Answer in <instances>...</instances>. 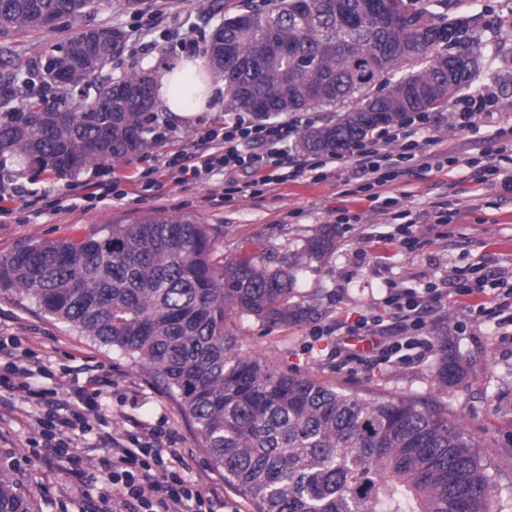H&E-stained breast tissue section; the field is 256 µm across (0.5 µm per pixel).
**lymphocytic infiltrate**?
<instances>
[{"mask_svg":"<svg viewBox=\"0 0 512 512\" xmlns=\"http://www.w3.org/2000/svg\"><path fill=\"white\" fill-rule=\"evenodd\" d=\"M497 110V96L480 87L452 102L447 121L458 131H473L481 117L493 116ZM318 120L313 112L272 123L259 121L249 112L230 113L222 125L191 130L190 148L168 152L161 166L140 172L138 191H152L161 176L183 187L204 185L220 175L224 178L222 199L230 204L239 197L264 196L290 181L321 182L345 166L362 176L370 210L397 221L392 239L404 249L417 244L412 225L456 223L463 210L458 200L432 201L419 210L404 208L403 202L410 196L402 184L404 176L415 172L448 175L462 170L469 175L472 197L482 196L489 186L512 192V117L500 119L493 130L499 144L493 152L476 146L459 151L439 133L446 121L442 116L414 112L397 124L376 128L345 152L293 158L290 145L300 129ZM454 293L473 297V322L512 327V285L486 277L459 282ZM448 295L436 288H392L385 300L393 310L391 324L358 316L336 343L344 346L350 336L372 338L369 362L378 366L399 367L411 356L429 355L436 349V339L430 336L425 317L438 312ZM21 345L20 337L0 336V418L22 412L29 425L13 439L46 468L67 464L83 470L89 461L80 440L101 423L104 389L94 377L84 385H70L66 374L55 372L50 355L29 362ZM36 373L51 380V387L32 389L30 380ZM100 441L102 453L92 462L105 476L104 485L83 479L68 488L83 504V512H222L223 489L205 474L190 478L181 474L182 451L169 432L146 427L104 431Z\"/></svg>","mask_w":512,"mask_h":512,"instance_id":"f902f5d3","label":"lymphocytic infiltrate"}]
</instances>
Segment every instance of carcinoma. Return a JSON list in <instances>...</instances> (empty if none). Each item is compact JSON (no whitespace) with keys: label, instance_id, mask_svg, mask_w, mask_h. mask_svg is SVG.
<instances>
[{"label":"carcinoma","instance_id":"carcinoma-1","mask_svg":"<svg viewBox=\"0 0 512 512\" xmlns=\"http://www.w3.org/2000/svg\"><path fill=\"white\" fill-rule=\"evenodd\" d=\"M373 0H269L258 12L224 10L203 47L233 111L270 119L322 106L336 121L304 128L306 152L336 153L410 112H437L472 88L481 61L448 78V56L478 54L479 38L439 15L447 0H394L412 28L393 36ZM90 0H0V38L44 30L48 14L77 22ZM421 25L454 29L453 40L420 44ZM115 50L69 75L50 108L20 100L0 122V158L76 176L90 166L121 168L150 147L146 116L157 107L156 78L119 79L141 89L134 102L113 96L103 77ZM66 43L31 63L27 79L56 83ZM17 75H0V105L16 98ZM211 235L187 216L146 215L81 239L35 241L0 259V291H15L45 314L150 369L198 434L224 483L255 512H493L497 486L476 441L448 408L414 397L332 386L272 369L237 351L224 333L232 315L298 323L313 307L295 300L303 264L336 250V226L304 238L294 260L252 257L218 270ZM433 368L439 387L455 377L448 349ZM0 512H36L31 494L0 470Z\"/></svg>","mask_w":512,"mask_h":512}]
</instances>
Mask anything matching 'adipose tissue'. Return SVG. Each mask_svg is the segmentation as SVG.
Masks as SVG:
<instances>
[{"mask_svg": "<svg viewBox=\"0 0 512 512\" xmlns=\"http://www.w3.org/2000/svg\"><path fill=\"white\" fill-rule=\"evenodd\" d=\"M222 89L214 80L206 58H185L174 65L161 79L157 89L167 111L185 113L187 107L209 111Z\"/></svg>", "mask_w": 512, "mask_h": 512, "instance_id": "obj_1", "label": "adipose tissue"}]
</instances>
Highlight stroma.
Segmentation results:
<instances>
[{"label":"stroma","instance_id":"35a3bbf8","mask_svg":"<svg viewBox=\"0 0 512 512\" xmlns=\"http://www.w3.org/2000/svg\"><path fill=\"white\" fill-rule=\"evenodd\" d=\"M115 3L92 0L83 21L124 32L125 49L112 65L116 76L134 66L159 75L166 64L183 55H200L201 43L217 22L208 10L210 0H144L137 11L118 9ZM448 15L476 17L484 59L475 83L498 89L499 106L508 109L512 106V0H450ZM73 30V22L64 17L55 31L11 40L9 53L0 55V73L20 69L62 44ZM349 177V170L343 167L326 181L288 182L263 197H242L230 206L219 201L223 177L183 190L163 179L151 197L111 199L83 209L76 202L91 183L102 180L101 170L90 167L78 177H62L9 158L0 165V184L24 185L40 198L45 211L34 218L13 208L5 223H0V257L27 242L81 237L104 224L132 222L158 212L190 216L209 225L213 264L219 268L242 257L290 255L312 229L335 225V251L307 265L298 276V296L316 300L305 321L271 326L234 315L226 320L225 332L236 338L241 352L258 356L277 370L348 389L412 395L447 407L461 428L480 441L479 454L487 474L512 479V344L493 335L485 323L473 325L470 334H458L456 324L465 319L469 301L452 293L457 274L469 273L473 264L485 261L493 270L512 272V195L485 190L466 221L445 226L441 238L431 225H415L413 231L421 245L408 252L368 239L370 226L385 231L389 225L385 216L371 213L360 196L344 194ZM339 208L360 216V223H337L335 211ZM401 282L450 293L444 309L429 318L430 328L447 345L449 357L460 365L457 381L449 383L447 390H440L434 381L435 361L431 358L386 368L345 365L336 355L331 331L337 321L352 320L362 313H382L386 285ZM314 329L326 330V337L313 340L310 332ZM0 336H20L26 348L50 351L56 369L71 371L72 381H85L82 367L95 368L110 386L101 400L110 428L121 429L135 421L169 429L183 450L184 474L202 470L223 484V475L213 469L194 428L173 398L148 369L129 356L80 335L13 293L0 292ZM8 454L15 459L9 476L33 494L37 512H78L79 503L66 498L71 481L66 471L40 470L38 461L25 450L0 444V456Z\"/></svg>","mask_w":512,"mask_h":512}]
</instances>
